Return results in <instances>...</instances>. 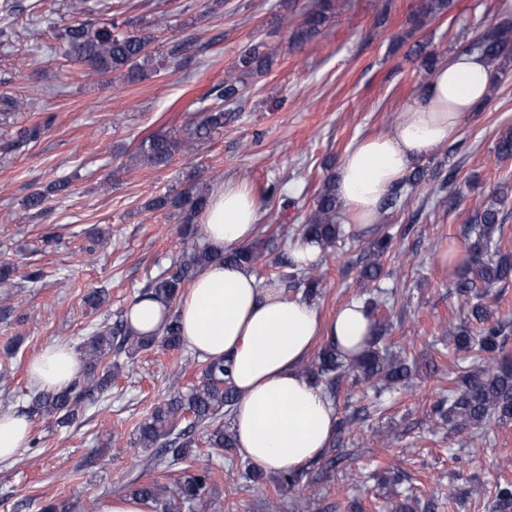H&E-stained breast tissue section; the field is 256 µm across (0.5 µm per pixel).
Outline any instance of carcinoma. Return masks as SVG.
<instances>
[{"instance_id":"cac0c4a2","label":"carcinoma","mask_w":512,"mask_h":512,"mask_svg":"<svg viewBox=\"0 0 512 512\" xmlns=\"http://www.w3.org/2000/svg\"><path fill=\"white\" fill-rule=\"evenodd\" d=\"M98 0H79V13L87 16L66 26L61 38L66 45L65 55L73 62L95 70L119 72L121 76L134 80L143 72L148 61L147 47L152 36L146 33L132 34L120 30L110 21H92L90 16L98 12ZM452 0H421L414 22L423 16L436 17L448 12ZM335 0H315L305 13L302 22L290 35L293 49H303L313 42L325 23L333 15ZM495 66L498 74L512 66V23L500 24L484 34L474 43ZM271 56L264 44L250 46L242 54L220 85L212 90L216 99L232 100L238 97L247 80L268 70ZM224 126V108L217 106L205 113L195 128L182 140L166 135H155L144 139L138 148L139 160L154 167L165 166L175 152L194 148L200 139L211 131ZM494 155L499 160L512 159V128H508L496 139ZM68 182L58 180L44 190L37 189L26 198L30 209H42L48 195L64 192ZM209 198V189L188 185L176 193H167L153 199L154 209H172L182 213V238L187 245L177 260L163 273L152 278L143 294L162 300L173 306L185 286L209 263L217 258L207 247L198 243L196 216L203 212ZM512 199V188L498 187L484 206L469 220L472 231L482 245L473 248L461 263L464 276L455 288L468 315L479 324L478 333L470 326H459L453 336L454 350L459 353L475 352L483 360V366L459 377L450 404L437 406L439 412L448 415V424L464 429L475 427L489 429L498 424L512 422V362L503 355L507 342L505 324L490 320L488 306L483 299L492 288L512 282V253L502 250L493 241L492 233L501 228L503 212ZM337 201L333 183L328 182L318 193L314 207L299 225L298 236L318 239L323 249L331 248L341 232L336 224ZM278 243L274 236L259 237L252 243L224 252L226 262L246 264L255 268L257 263L272 251ZM391 248V237L384 236L372 245L371 259L364 266L360 279L361 294L369 295L370 284L380 275L378 258ZM294 273L285 277L291 287L306 301L321 294L320 282L311 270L314 265L299 268L291 265ZM379 336L373 334L364 353L356 360H347L336 349L328 345L322 348L304 373L314 378L323 387L329 398H336L339 386L352 373L362 381L392 388L398 384L408 385L410 367L406 358L388 353L378 347ZM176 349L182 345L181 326L178 317L170 315L160 334L141 336L118 318L114 324L102 322L83 345V371L78 380L62 391H37L31 395L29 411L48 419L60 427L73 423L86 403L104 397L112 386V352L125 353L133 357L155 344ZM183 368L173 371L167 398L154 407L151 415L142 421L136 430L133 444L140 448H158L160 452L149 462L153 468L162 464H188V470L173 486V490L154 482L138 483L133 480L132 494L152 503L158 512H182L190 504H199L207 488L213 483L215 469L208 457L191 454L195 445L193 429L201 425L205 429L207 442L212 448L230 450L235 447L233 433L224 428L221 411H230L238 399L232 383V364L228 359L206 360L202 363L201 383L186 391L180 386ZM193 421L182 425L186 415ZM494 507L498 512L512 509V481L495 486Z\"/></svg>"}]
</instances>
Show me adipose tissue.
Wrapping results in <instances>:
<instances>
[{"label":"adipose tissue","instance_id":"1","mask_svg":"<svg viewBox=\"0 0 512 512\" xmlns=\"http://www.w3.org/2000/svg\"><path fill=\"white\" fill-rule=\"evenodd\" d=\"M490 81L491 65L479 52L451 54L392 132L354 141L336 175V199L346 223H375L388 195L484 103ZM259 211L244 185L218 186L202 215L208 248L221 253L250 243ZM173 313L184 344L198 357L233 361L239 398L231 430L240 455L280 473L302 470L327 448L336 430V409L301 365L323 334L343 356H357L372 329L363 304L344 305L324 326L314 305L288 297L278 283L257 278L249 267L215 261L196 275L176 308L144 296L125 309L124 319L138 334L152 335ZM81 370L77 352L54 343L30 360L28 378L38 388L58 390L69 387Z\"/></svg>","mask_w":512,"mask_h":512}]
</instances>
